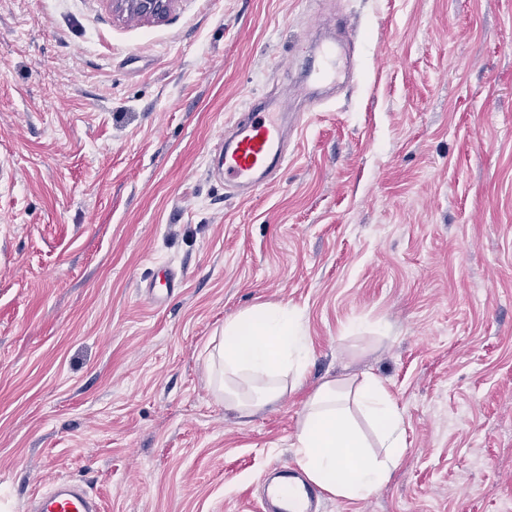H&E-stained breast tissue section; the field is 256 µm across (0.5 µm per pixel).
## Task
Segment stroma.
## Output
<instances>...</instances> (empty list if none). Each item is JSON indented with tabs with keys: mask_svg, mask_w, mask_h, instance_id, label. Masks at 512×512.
Segmentation results:
<instances>
[{
	"mask_svg": "<svg viewBox=\"0 0 512 512\" xmlns=\"http://www.w3.org/2000/svg\"><path fill=\"white\" fill-rule=\"evenodd\" d=\"M349 22L355 74L301 71ZM293 85L288 161L243 198L210 157ZM0 503L53 481L102 512H258L301 410L370 375L405 445L321 512L512 504V0H0ZM181 286L161 307L158 271ZM262 303L300 316L301 378L251 416L208 358ZM112 12L141 20L162 21L173 10L177 0H109ZM165 277L166 288H156V281H151L143 287V291L153 305H161L171 298L180 286V281L175 272L168 271Z\"/></svg>",
	"mask_w": 512,
	"mask_h": 512,
	"instance_id": "1",
	"label": "stroma"
}]
</instances>
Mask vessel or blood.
Returning a JSON list of instances; mask_svg holds the SVG:
<instances>
[{"label":"vessel or blood","mask_w":512,"mask_h":512,"mask_svg":"<svg viewBox=\"0 0 512 512\" xmlns=\"http://www.w3.org/2000/svg\"><path fill=\"white\" fill-rule=\"evenodd\" d=\"M320 63L314 71L316 81L333 86L351 72L343 49L329 42L319 48ZM287 132L280 113L257 107L239 120L230 133L216 141L213 152L225 183L252 192L271 183L274 174L288 158ZM180 282L175 272L165 276L164 287L148 283L143 291L150 303L160 305L171 298ZM318 492L310 485L286 480L271 487L266 499L276 512H312ZM34 512H100L96 498L73 480L57 481L50 491L38 494Z\"/></svg>","instance_id":"1"}]
</instances>
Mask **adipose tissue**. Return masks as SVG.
Segmentation results:
<instances>
[{
    "mask_svg": "<svg viewBox=\"0 0 512 512\" xmlns=\"http://www.w3.org/2000/svg\"><path fill=\"white\" fill-rule=\"evenodd\" d=\"M307 358L299 315L285 304H259L225 321L217 369L224 377V402L250 413L278 399L288 376H301ZM361 413L376 437L366 449L350 421ZM404 446L399 410L374 378L323 382L307 400L293 443L295 461L307 479L345 499L368 496L387 483Z\"/></svg>",
    "mask_w": 512,
    "mask_h": 512,
    "instance_id": "1",
    "label": "adipose tissue"
}]
</instances>
